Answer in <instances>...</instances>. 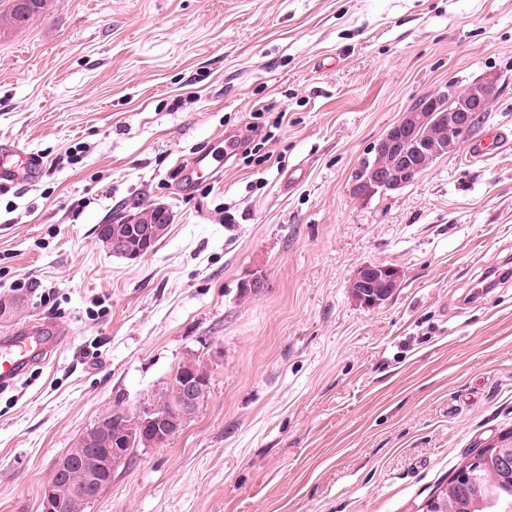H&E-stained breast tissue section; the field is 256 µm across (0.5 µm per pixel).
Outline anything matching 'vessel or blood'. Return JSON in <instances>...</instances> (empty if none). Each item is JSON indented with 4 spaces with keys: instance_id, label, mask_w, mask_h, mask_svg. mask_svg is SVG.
<instances>
[{
    "instance_id": "b4317fda",
    "label": "vessel or blood",
    "mask_w": 512,
    "mask_h": 512,
    "mask_svg": "<svg viewBox=\"0 0 512 512\" xmlns=\"http://www.w3.org/2000/svg\"><path fill=\"white\" fill-rule=\"evenodd\" d=\"M506 142L504 133H488L470 145L468 157L483 159L492 149L504 147ZM58 344V337L50 335L48 326L39 321L0 336V383L21 376L35 362L51 355Z\"/></svg>"
}]
</instances>
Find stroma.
I'll return each mask as SVG.
<instances>
[{"mask_svg": "<svg viewBox=\"0 0 512 512\" xmlns=\"http://www.w3.org/2000/svg\"><path fill=\"white\" fill-rule=\"evenodd\" d=\"M487 79L470 140L512 136V0H51L0 35V335L60 338L0 386V512H41L57 460L190 357L197 413L85 512H418L512 431V278L479 291L512 268V147L351 191L419 99ZM158 205L147 256L103 247ZM366 264L400 271L376 306L350 290Z\"/></svg>", "mask_w": 512, "mask_h": 512, "instance_id": "stroma-1", "label": "stroma"}]
</instances>
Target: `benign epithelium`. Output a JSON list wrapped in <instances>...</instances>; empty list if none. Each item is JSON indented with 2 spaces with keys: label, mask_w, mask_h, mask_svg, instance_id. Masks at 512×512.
Listing matches in <instances>:
<instances>
[{
  "label": "benign epithelium",
  "mask_w": 512,
  "mask_h": 512,
  "mask_svg": "<svg viewBox=\"0 0 512 512\" xmlns=\"http://www.w3.org/2000/svg\"><path fill=\"white\" fill-rule=\"evenodd\" d=\"M496 94L497 87L492 80L475 82L462 91L450 85L436 94L440 99H448L450 108L438 109L433 104L410 108L372 148L378 158L398 156L401 170H391L380 162L372 164L366 158L354 176L353 192L363 196L378 187L398 189L407 184L405 177L408 174L424 170L434 160L432 143L448 130L467 135L476 112ZM167 223L168 212L158 206L150 218L137 213L100 230L98 239L112 254L138 260L150 253L151 245L164 232ZM398 280L397 269L368 264L359 269L351 288L363 304L374 306L389 297ZM179 378L176 399L165 408L146 406L133 415L122 413L119 420L107 414L82 435L75 448L56 462L53 475L43 490L42 512H57L63 499L71 502L74 512H84L87 503L99 495L102 475H112L121 463L127 461L132 448L162 446L175 437L196 414L210 388L207 371L194 357L181 364ZM109 435L117 447L103 455L97 444ZM86 457L95 459V467L84 471L78 482L74 479L76 460ZM491 466L502 471L512 470V437L509 434H501L472 452L450 479V485L465 482L474 472Z\"/></svg>",
  "instance_id": "benign-epithelium-1"
}]
</instances>
